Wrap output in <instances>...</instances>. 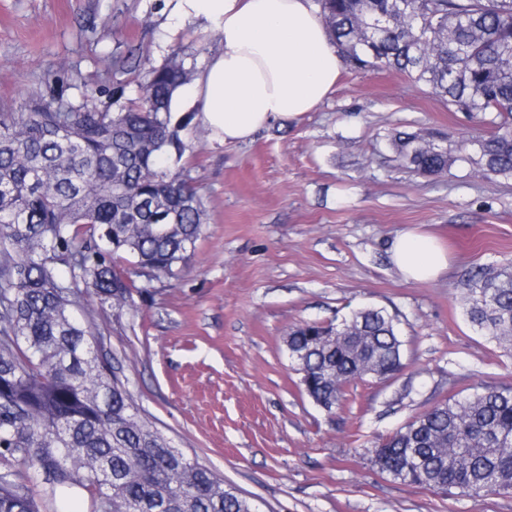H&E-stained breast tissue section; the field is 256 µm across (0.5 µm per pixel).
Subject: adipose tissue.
I'll use <instances>...</instances> for the list:
<instances>
[{"label": "adipose tissue", "instance_id": "adipose-tissue-1", "mask_svg": "<svg viewBox=\"0 0 512 512\" xmlns=\"http://www.w3.org/2000/svg\"><path fill=\"white\" fill-rule=\"evenodd\" d=\"M168 21L173 31L202 21L219 37L204 68L173 92L170 108H196L197 121L220 144L248 142L313 111L343 67L314 0H175ZM389 253L413 282L434 280L448 267L438 240L413 229L398 234Z\"/></svg>", "mask_w": 512, "mask_h": 512}]
</instances>
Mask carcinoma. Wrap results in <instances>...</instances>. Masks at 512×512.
Returning <instances> with one entry per match:
<instances>
[{
	"label": "carcinoma",
	"mask_w": 512,
	"mask_h": 512,
	"mask_svg": "<svg viewBox=\"0 0 512 512\" xmlns=\"http://www.w3.org/2000/svg\"><path fill=\"white\" fill-rule=\"evenodd\" d=\"M343 61L385 68L432 89L461 112L490 114L491 131L453 155L433 131L400 132L398 158L442 174L474 163L512 178V0H317ZM192 69L178 52L148 72L140 95L100 108L92 98H30L0 111V512H42L30 483L69 508L81 488L97 512H254L224 480L187 458L139 416L92 333L84 296L135 307L148 273L174 276L201 237L205 206L183 158L200 141L170 112ZM466 314L512 350V263L479 266ZM363 337L380 380L400 371L394 317L364 308L336 324L292 330L287 349L305 394L332 412L362 379V352L326 332ZM402 482L481 499L512 492V389L451 396L372 450Z\"/></svg>",
	"instance_id": "1"
}]
</instances>
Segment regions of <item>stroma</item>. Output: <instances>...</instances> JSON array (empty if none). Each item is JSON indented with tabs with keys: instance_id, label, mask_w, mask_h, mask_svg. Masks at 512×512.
<instances>
[{
	"instance_id": "35a3bbf8",
	"label": "stroma",
	"mask_w": 512,
	"mask_h": 512,
	"mask_svg": "<svg viewBox=\"0 0 512 512\" xmlns=\"http://www.w3.org/2000/svg\"><path fill=\"white\" fill-rule=\"evenodd\" d=\"M164 0H0V110L24 98H133L179 49L201 68L215 32L165 29ZM136 54L135 69L106 70ZM52 82H44L45 74ZM434 129L451 147L485 134L482 115L385 69H342L314 111L186 160L206 206L195 252L135 308L85 298L100 355L140 414L223 477L254 512H512V494L448 496L394 479L372 447L458 391L512 387V351L467 321L469 272L512 261V178L457 164L427 177L396 157L397 132ZM437 235L449 265L406 281L387 245ZM381 307L397 320L403 369L350 384L329 413L299 385L285 340L297 325Z\"/></svg>"
}]
</instances>
